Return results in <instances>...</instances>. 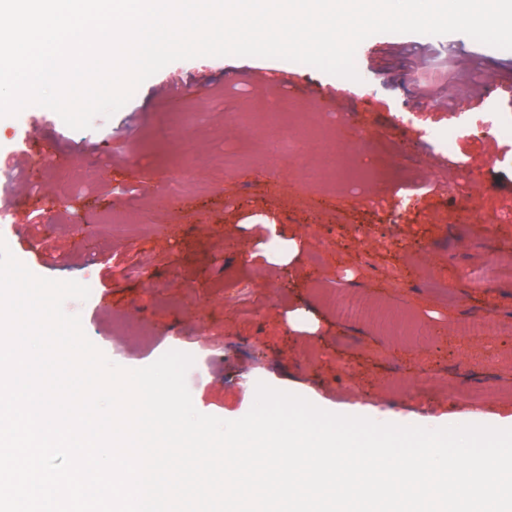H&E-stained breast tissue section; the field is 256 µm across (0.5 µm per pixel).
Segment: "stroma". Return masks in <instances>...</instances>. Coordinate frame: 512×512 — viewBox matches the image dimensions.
Masks as SVG:
<instances>
[{
	"mask_svg": "<svg viewBox=\"0 0 512 512\" xmlns=\"http://www.w3.org/2000/svg\"><path fill=\"white\" fill-rule=\"evenodd\" d=\"M355 64L340 85L283 59L197 57L89 129L36 105L0 117V238L34 274L89 287L64 308L113 363L191 354L201 413L243 417L262 381L379 423L511 420L512 368L494 356L512 351V222L491 215L512 209V50L377 33ZM285 94L299 108L276 147L262 106ZM462 170L476 182L452 223L456 200L430 181ZM339 289L405 311L416 335L340 318L326 300ZM487 314L484 336L456 334ZM490 385L497 396L472 403Z\"/></svg>",
	"mask_w": 512,
	"mask_h": 512,
	"instance_id": "stroma-1",
	"label": "stroma"
}]
</instances>
